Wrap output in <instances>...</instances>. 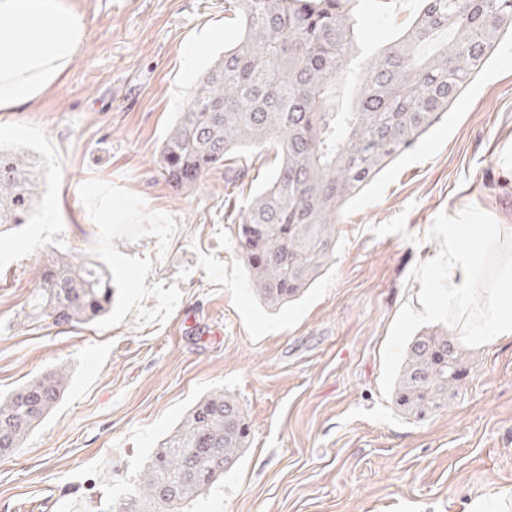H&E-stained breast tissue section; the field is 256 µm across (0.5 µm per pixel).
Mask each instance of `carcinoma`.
Returning a JSON list of instances; mask_svg holds the SVG:
<instances>
[{"instance_id":"1","label":"carcinoma","mask_w":512,"mask_h":512,"mask_svg":"<svg viewBox=\"0 0 512 512\" xmlns=\"http://www.w3.org/2000/svg\"><path fill=\"white\" fill-rule=\"evenodd\" d=\"M353 0H224L240 35L200 79L163 140L158 164L181 190L210 170L274 152L278 165L239 209L236 242L252 295L270 311L298 300L335 261L347 204L448 119L458 96L504 38L512 0H418L398 37L364 55ZM24 153L0 152V227L32 203ZM112 275L93 260L52 257L28 315L89 323L112 308ZM476 366L441 324L406 345L391 392L401 414L425 420L448 407ZM62 369L0 398V456L16 454L60 403ZM250 429L238 399L215 390L154 449L112 512H186L243 457Z\"/></svg>"}]
</instances>
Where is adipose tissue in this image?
Segmentation results:
<instances>
[{
	"label": "adipose tissue",
	"mask_w": 512,
	"mask_h": 512,
	"mask_svg": "<svg viewBox=\"0 0 512 512\" xmlns=\"http://www.w3.org/2000/svg\"><path fill=\"white\" fill-rule=\"evenodd\" d=\"M84 36L80 15L61 0H0V112L38 101L68 73ZM471 225L448 227V288L443 295L450 328L470 343L512 337V225L490 224L485 240L502 249L494 275L480 279L484 257L467 246ZM484 302L471 303L473 282Z\"/></svg>",
	"instance_id": "ef3b65f1"
}]
</instances>
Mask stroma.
<instances>
[{
    "label": "stroma",
    "instance_id": "stroma-1",
    "mask_svg": "<svg viewBox=\"0 0 512 512\" xmlns=\"http://www.w3.org/2000/svg\"><path fill=\"white\" fill-rule=\"evenodd\" d=\"M85 36L67 79L0 117L24 152L33 218L0 227V396L66 369L61 403L0 458V512H112L159 442L211 390L240 400L250 445L188 512H512V337L432 418L391 401L406 342L438 325L448 226L512 225V45L414 149L346 207L336 261L272 313L251 295L236 214L274 162L171 187L158 153L181 104L239 36L224 0H63ZM417 0H357L381 50ZM104 264L111 312L26 319L46 250Z\"/></svg>",
    "mask_w": 512,
    "mask_h": 512
}]
</instances>
